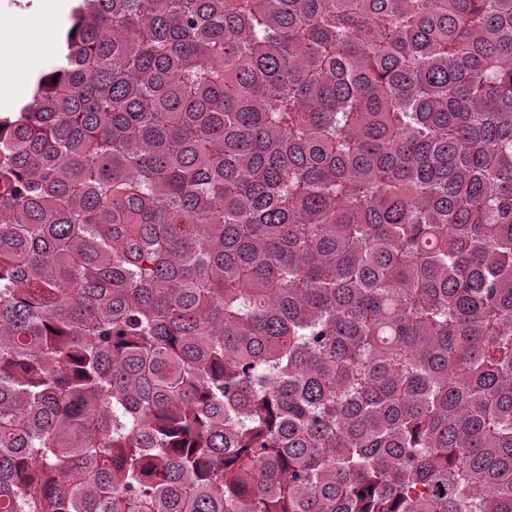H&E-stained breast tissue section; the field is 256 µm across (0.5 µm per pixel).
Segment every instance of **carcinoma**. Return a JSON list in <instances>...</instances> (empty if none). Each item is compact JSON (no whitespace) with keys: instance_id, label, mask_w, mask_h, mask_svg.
Instances as JSON below:
<instances>
[{"instance_id":"carcinoma-1","label":"carcinoma","mask_w":512,"mask_h":512,"mask_svg":"<svg viewBox=\"0 0 512 512\" xmlns=\"http://www.w3.org/2000/svg\"><path fill=\"white\" fill-rule=\"evenodd\" d=\"M0 114V512H512V0H76Z\"/></svg>"}]
</instances>
